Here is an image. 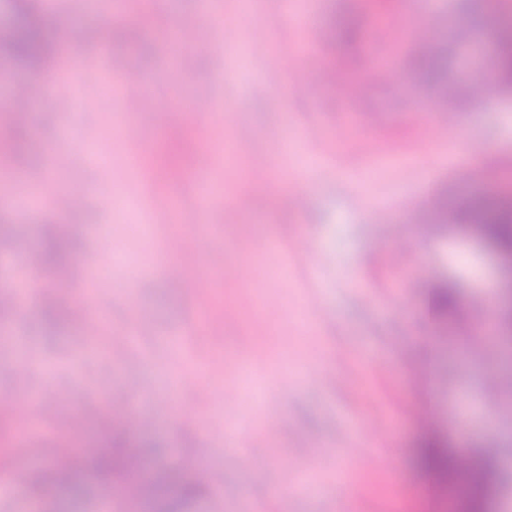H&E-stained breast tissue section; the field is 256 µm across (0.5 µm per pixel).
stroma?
I'll use <instances>...</instances> for the list:
<instances>
[{
    "mask_svg": "<svg viewBox=\"0 0 512 512\" xmlns=\"http://www.w3.org/2000/svg\"><path fill=\"white\" fill-rule=\"evenodd\" d=\"M242 2L214 0L205 14L199 0H129L116 16L106 0H57L40 10L60 33L43 70L0 56V100L21 84L37 90L25 148L0 157L8 173L0 180V290L33 277L62 310L51 324L44 306L26 299L5 322L13 340L0 341V398L23 401L58 386L65 399L29 431L0 440V512H137L95 480L75 498L50 494L44 478L60 465L50 449L77 415L83 448L132 416L127 438L144 446L139 475L190 458L221 473L179 512H449L448 497H430L417 462L429 436L463 457L492 449L501 476L488 512H512V390L488 396L486 377L500 359L472 346L490 314L486 300L499 308L512 296L497 259L473 236L424 230L411 218L436 190L452 205L512 195V97L495 91L492 110L465 107L450 125L406 74L407 38L378 54L366 40L341 49L345 18L359 16L368 34L381 21L406 20L411 0H379L372 10L365 0H319L328 36L315 64L298 54L306 21L280 0H257L247 16ZM429 2L444 29L466 32L448 59L449 79L494 68V41L473 22L491 0ZM226 21L245 36L262 27L264 46H193L190 68L168 66L157 30H218ZM66 68L77 69V81L60 92L55 76ZM107 71L138 75L147 111L113 99ZM172 106L189 118L177 122ZM176 142L184 169L168 180L162 154ZM204 175L223 181L227 197H248L249 207L219 203L197 216ZM293 180L303 184L297 210L280 204ZM36 183L49 198L73 191L74 209L31 208ZM158 194L175 209H153ZM60 223L74 260L62 288L51 271L33 274L25 263ZM176 236L196 243L177 262L201 287L163 269L164 245ZM105 243L111 263L102 268ZM256 255L274 278L229 276ZM85 268L95 271V296L83 310ZM435 279L456 283L463 323H432L427 285ZM133 329L138 339L124 343ZM176 331L179 352L169 342ZM175 378L184 383L180 406L198 422L168 410ZM415 405L426 407L427 424L413 419ZM234 420L238 434L225 437ZM370 446L373 459L349 465L359 496L341 497L333 453ZM301 448L326 454L312 467L313 490L288 494Z\"/></svg>",
    "mask_w": 512,
    "mask_h": 512,
    "instance_id": "35a3bbf8",
    "label": "stroma"
}]
</instances>
